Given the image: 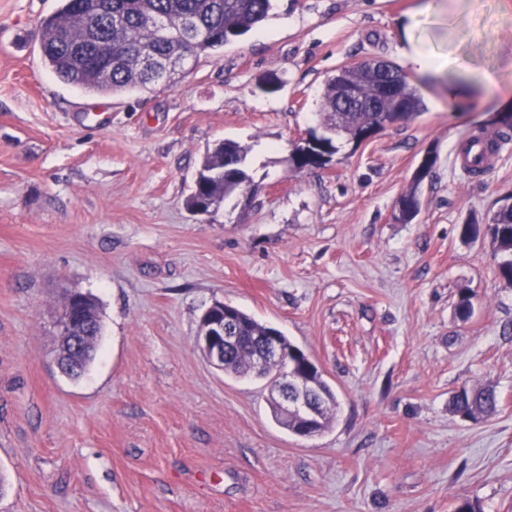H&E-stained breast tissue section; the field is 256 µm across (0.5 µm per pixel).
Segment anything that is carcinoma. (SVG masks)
<instances>
[{"mask_svg":"<svg viewBox=\"0 0 512 512\" xmlns=\"http://www.w3.org/2000/svg\"><path fill=\"white\" fill-rule=\"evenodd\" d=\"M272 9V0H60L58 9L39 20L42 31L41 57L45 66L64 83L89 92L113 94L146 89L161 81V74L142 64V56L160 59L181 44L187 24L200 30L187 50L189 58L214 51L263 22ZM152 14L165 18L164 31L146 23ZM112 57V76L103 80L100 65ZM393 69L372 73L365 64L345 65L325 81L319 115L322 127L332 132L327 139L329 153L337 151L335 141L345 137L357 143L362 132L383 130L407 122L427 110L426 103L408 77L392 75ZM344 85L357 88L362 101L345 104L340 90ZM247 152L238 143L225 140L208 154L199 169L203 176L192 189L187 207L205 213L213 206L247 186L245 171ZM416 188L399 198L395 217L402 222L413 220L419 212ZM490 237L496 249L506 256L499 265L500 277L512 284V209L495 212L486 228L477 224L462 226L465 239H476L480 233ZM233 334L240 342L224 352V373L237 377H267L277 380L283 365L272 364L265 372L254 371L257 344L270 326L235 309ZM314 382L323 392L324 408L319 432L329 428L336 399L322 376ZM499 405L496 390L489 386L462 388L453 397V411L463 418L476 420L489 417Z\"/></svg>","mask_w":512,"mask_h":512,"instance_id":"carcinoma-1","label":"carcinoma"}]
</instances>
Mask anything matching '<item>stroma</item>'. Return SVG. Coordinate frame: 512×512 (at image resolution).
Masks as SVG:
<instances>
[{"mask_svg":"<svg viewBox=\"0 0 512 512\" xmlns=\"http://www.w3.org/2000/svg\"><path fill=\"white\" fill-rule=\"evenodd\" d=\"M57 6L0 0V512H453L461 496L512 512V285L488 236H461L512 194V0H274L173 80L114 95L44 66L39 20ZM412 41L467 71L421 77ZM365 58L399 65L426 111L296 170L325 79ZM483 131L507 138L466 176L455 146ZM227 139L250 182L193 213ZM413 187L420 211L398 221ZM70 291L102 320L77 379L55 363ZM217 300L310 356L338 401L326 432L289 433L265 383L204 357ZM474 386L496 389L494 416L453 412Z\"/></svg>","mask_w":512,"mask_h":512,"instance_id":"stroma-1","label":"stroma"}]
</instances>
